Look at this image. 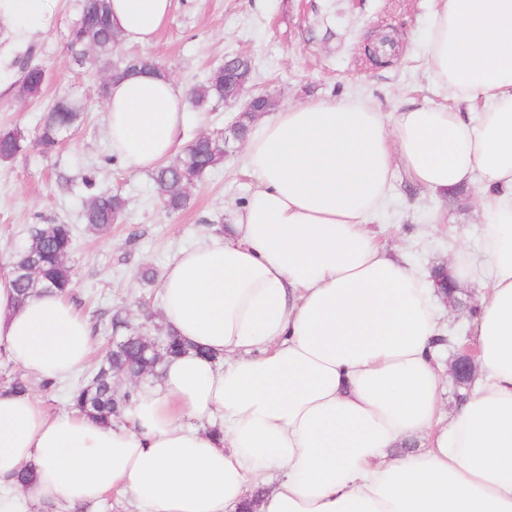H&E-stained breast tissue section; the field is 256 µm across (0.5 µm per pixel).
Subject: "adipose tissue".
I'll return each instance as SVG.
<instances>
[{"label": "adipose tissue", "mask_w": 512, "mask_h": 512, "mask_svg": "<svg viewBox=\"0 0 512 512\" xmlns=\"http://www.w3.org/2000/svg\"><path fill=\"white\" fill-rule=\"evenodd\" d=\"M172 5L111 0L112 23L126 45H149ZM49 11L0 0V23L23 42ZM422 52L451 105L410 104L389 126L365 101L319 100L251 125L257 189L162 280L164 326L188 351L140 387L124 425L1 391L0 485L32 468L29 495L55 512L114 489L140 512H237L247 499L257 512H512V0H436ZM186 110L171 78L113 80V154L154 169ZM398 166L433 194L477 184L484 219L483 271L465 245L449 264L455 286L484 291L471 328L481 379L444 427L434 283L366 224ZM93 344L67 296L18 301L0 273V359L60 381ZM213 413L222 421L185 424ZM414 437L427 448L395 453Z\"/></svg>", "instance_id": "1"}]
</instances>
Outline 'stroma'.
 <instances>
[{
  "label": "stroma",
  "instance_id": "obj_1",
  "mask_svg": "<svg viewBox=\"0 0 512 512\" xmlns=\"http://www.w3.org/2000/svg\"><path fill=\"white\" fill-rule=\"evenodd\" d=\"M435 0H174L172 13L156 40L146 46L116 45L110 60L95 52L76 60L70 36L82 0H54L42 29L24 46L12 42L0 25V130L16 125L36 130L62 98L82 102V120L55 152L28 148L0 162V272L4 261L26 241L35 224H69L75 230L71 256V301L88 317L96 367L112 337L104 325L121 313L145 334L161 338V283L168 263L187 246L209 241L228 211L248 198L255 181L243 168L244 144L229 141L222 163L189 191L186 207L164 212L154 197L149 172L125 167L112 157L106 135V101L99 88L113 66L132 56L165 66L182 88L205 80L224 57L244 54L253 63V83L271 94L278 108L316 100L358 98L386 117L411 102L445 100L428 76L420 50ZM47 74L39 96L17 94L24 63ZM242 103L188 108L184 142L200 133L217 134L236 121ZM95 186L87 188L85 177ZM121 194L126 209L104 233L82 220L92 190ZM476 192L433 196L395 170L388 206L369 227L380 245L419 272L447 265L450 253L467 242L476 264L481 218ZM156 273L144 280L145 270ZM459 310L444 314L450 338L438 350L451 363L458 348L472 345L470 324L479 306L476 287L459 294Z\"/></svg>",
  "mask_w": 512,
  "mask_h": 512
}]
</instances>
